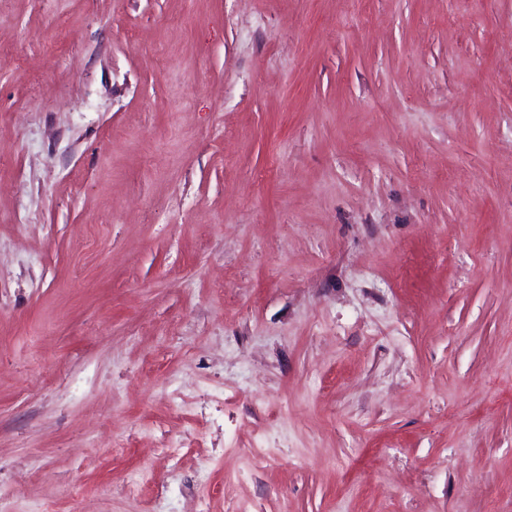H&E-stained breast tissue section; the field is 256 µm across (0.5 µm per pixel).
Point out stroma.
Instances as JSON below:
<instances>
[{
	"mask_svg": "<svg viewBox=\"0 0 512 512\" xmlns=\"http://www.w3.org/2000/svg\"><path fill=\"white\" fill-rule=\"evenodd\" d=\"M0 512H512V0H0Z\"/></svg>",
	"mask_w": 512,
	"mask_h": 512,
	"instance_id": "obj_1",
	"label": "stroma"
}]
</instances>
